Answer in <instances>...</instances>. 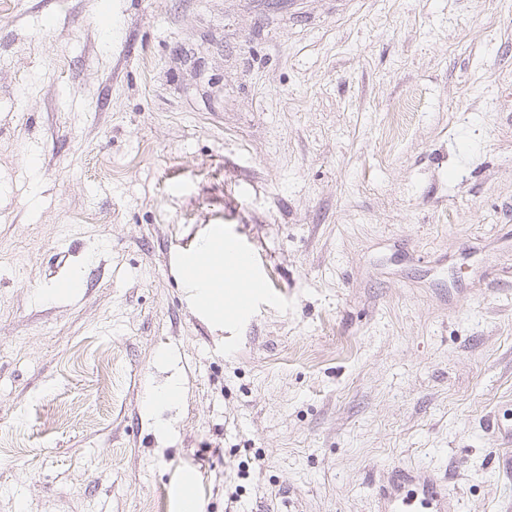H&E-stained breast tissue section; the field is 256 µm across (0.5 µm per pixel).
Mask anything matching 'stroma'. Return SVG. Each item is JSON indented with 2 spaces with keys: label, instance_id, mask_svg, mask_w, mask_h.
<instances>
[{
  "label": "stroma",
  "instance_id": "stroma-1",
  "mask_svg": "<svg viewBox=\"0 0 512 512\" xmlns=\"http://www.w3.org/2000/svg\"><path fill=\"white\" fill-rule=\"evenodd\" d=\"M511 429L512 0H0V512H512ZM209 240L181 247L177 252L181 262L183 288L195 305L211 311L224 323L248 315L257 298L271 295L264 279L258 275L254 252L235 241L224 246L222 264H211L205 257L224 242V228L214 225ZM379 512H451L452 498L445 483L430 471L394 466L376 488ZM177 484L181 492V500L186 504V508L182 512H197V473L193 470L182 471Z\"/></svg>",
  "mask_w": 512,
  "mask_h": 512
}]
</instances>
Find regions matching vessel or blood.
Listing matches in <instances>:
<instances>
[{
  "instance_id": "b4317fda",
  "label": "vessel or blood",
  "mask_w": 512,
  "mask_h": 512,
  "mask_svg": "<svg viewBox=\"0 0 512 512\" xmlns=\"http://www.w3.org/2000/svg\"><path fill=\"white\" fill-rule=\"evenodd\" d=\"M182 282L195 305L230 323L248 315L269 288L258 275L254 252L225 243L224 229L214 225L207 241L181 247ZM198 476L182 471L178 477L184 512H196ZM380 512H450L452 498L445 483L430 471L394 466L376 488Z\"/></svg>"
}]
</instances>
